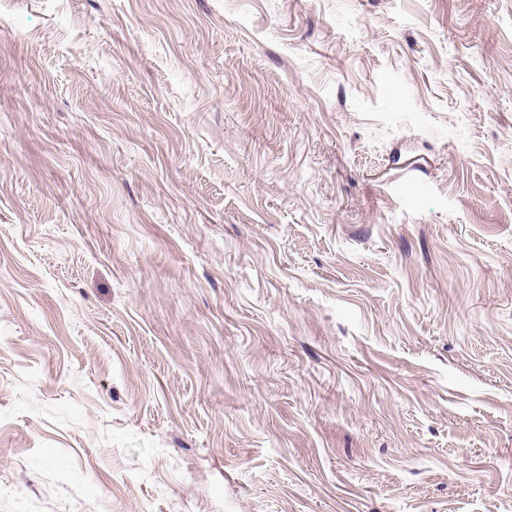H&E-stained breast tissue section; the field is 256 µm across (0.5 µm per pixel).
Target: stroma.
<instances>
[{
	"mask_svg": "<svg viewBox=\"0 0 512 512\" xmlns=\"http://www.w3.org/2000/svg\"><path fill=\"white\" fill-rule=\"evenodd\" d=\"M0 512H512V0H0Z\"/></svg>",
	"mask_w": 512,
	"mask_h": 512,
	"instance_id": "obj_1",
	"label": "stroma"
}]
</instances>
